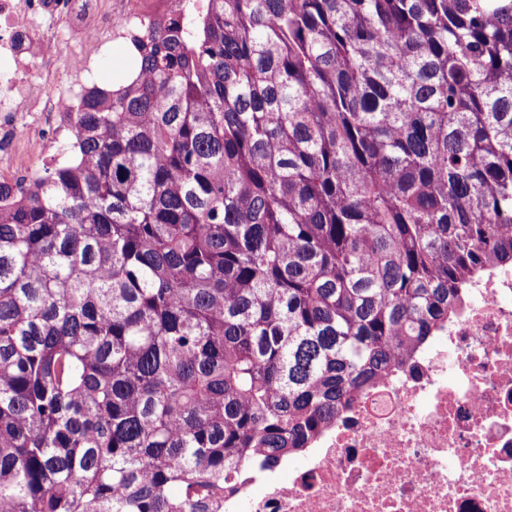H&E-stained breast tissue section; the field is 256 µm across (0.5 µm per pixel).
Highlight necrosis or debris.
I'll use <instances>...</instances> for the list:
<instances>
[{"label":"necrosis or debris","mask_w":512,"mask_h":512,"mask_svg":"<svg viewBox=\"0 0 512 512\" xmlns=\"http://www.w3.org/2000/svg\"><path fill=\"white\" fill-rule=\"evenodd\" d=\"M202 0H0V180L62 162L114 38ZM61 94H51V87ZM34 126L19 132L22 119ZM224 512H512V267L466 287L445 330L363 391L307 453Z\"/></svg>","instance_id":"4bbe7bcc"}]
</instances>
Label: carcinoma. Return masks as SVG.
I'll return each mask as SVG.
<instances>
[{
	"mask_svg": "<svg viewBox=\"0 0 512 512\" xmlns=\"http://www.w3.org/2000/svg\"><path fill=\"white\" fill-rule=\"evenodd\" d=\"M0 183V512H214L512 266V0H205Z\"/></svg>",
	"mask_w": 512,
	"mask_h": 512,
	"instance_id": "obj_1",
	"label": "carcinoma"
}]
</instances>
